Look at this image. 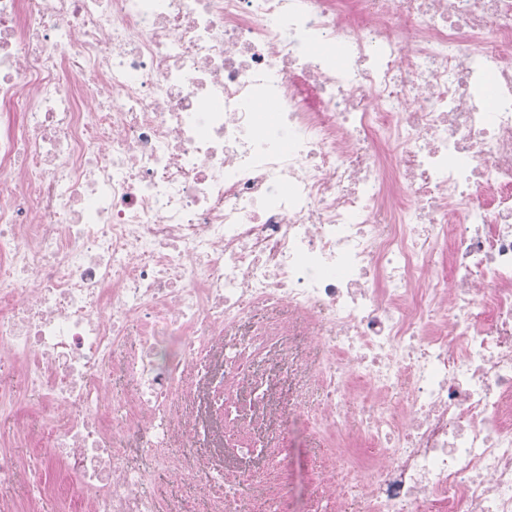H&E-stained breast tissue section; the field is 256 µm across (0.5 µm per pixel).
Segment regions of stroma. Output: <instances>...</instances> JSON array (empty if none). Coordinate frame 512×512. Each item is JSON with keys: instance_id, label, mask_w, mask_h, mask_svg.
<instances>
[{"instance_id": "obj_1", "label": "stroma", "mask_w": 512, "mask_h": 512, "mask_svg": "<svg viewBox=\"0 0 512 512\" xmlns=\"http://www.w3.org/2000/svg\"><path fill=\"white\" fill-rule=\"evenodd\" d=\"M287 344L291 360L304 363V371L283 378L279 354L268 344L251 358L246 381L235 383L221 396L205 390L196 402L176 403L177 411L197 412L203 418L202 428L192 434L189 442L171 445L172 456L185 471L183 478H173L156 458L144 453L137 434L131 432L124 437L127 464L149 475L143 487L147 497L167 503L175 512H213V504L223 494L224 485L194 471L195 460L205 457L218 469L252 474V485L238 502V512H258L261 499L268 493L269 477L284 469L289 472L287 483L293 506L297 510L302 508L309 492L310 470L329 457L333 448L321 430L294 426L284 418L285 411L293 405H301L305 414L310 415L324 401V389L314 373L322 357L320 347L305 336L288 338ZM257 383L269 386V399L256 401L253 386ZM1 388L23 395L29 411L22 426L31 433L39 431L44 425L41 400L29 389L25 369L11 360L0 359ZM22 426L10 412H0V442H8L16 457L24 461L29 449L18 436ZM243 440H272L277 447L269 455L243 457L236 452ZM0 499L23 508L34 507L36 512H62L64 508L59 496L34 498L31 472L24 465L10 482L0 485Z\"/></svg>"}]
</instances>
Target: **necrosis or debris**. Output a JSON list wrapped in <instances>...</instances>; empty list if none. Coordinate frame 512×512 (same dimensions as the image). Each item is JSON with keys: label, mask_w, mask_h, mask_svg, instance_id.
Returning <instances> with one entry per match:
<instances>
[{"label": "necrosis or debris", "mask_w": 512, "mask_h": 512, "mask_svg": "<svg viewBox=\"0 0 512 512\" xmlns=\"http://www.w3.org/2000/svg\"><path fill=\"white\" fill-rule=\"evenodd\" d=\"M258 305L325 352L313 425L369 446L319 502L512 512V0H0V356L66 475L38 494L172 512L119 436L182 477L181 378L241 377ZM279 311L271 310L267 307L258 306L253 313L247 316L236 328L239 334L245 336H236L238 338L249 340L254 335L268 325L273 317L280 316ZM5 388L18 392L24 396L29 406L26 430L32 434L44 426V414L42 412L39 395L28 387V377L25 369L8 359H0V389ZM106 387L112 404L137 393L138 390L133 378L122 372L118 366L107 373Z\"/></svg>", "instance_id": "4bbe7bcc"}]
</instances>
